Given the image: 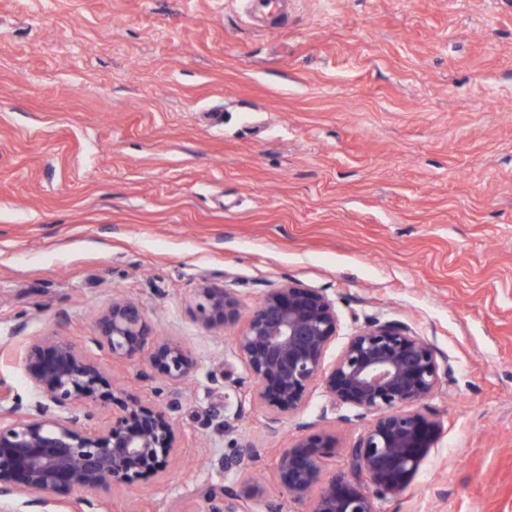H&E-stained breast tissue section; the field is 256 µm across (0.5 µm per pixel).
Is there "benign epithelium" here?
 Listing matches in <instances>:
<instances>
[{"label": "benign epithelium", "mask_w": 512, "mask_h": 512, "mask_svg": "<svg viewBox=\"0 0 512 512\" xmlns=\"http://www.w3.org/2000/svg\"><path fill=\"white\" fill-rule=\"evenodd\" d=\"M198 311L209 329H231L238 299L229 288L200 286ZM340 328L335 301L323 289L288 282L265 291L254 305L232 354L241 358L256 384L251 400L266 403L271 432L284 414L303 404L308 388L323 386L331 410L355 408L374 416L350 447L351 476L323 482L325 461L336 447L329 434H308L281 449L276 461L280 486L310 512H377L376 500L406 489L438 441L442 427L424 408L447 374V359L407 324L374 319L356 328L336 361L325 356ZM92 342L113 360L143 357L170 382L197 375L191 352L172 336H160L135 303L112 298L95 318ZM34 399L11 402L0 385V512H17V501L44 509L72 491H108L163 471L179 449L170 408L147 407L130 398L122 413L95 423L96 409L114 399L100 363L68 336L54 332L22 349ZM257 449L244 446L217 460V473L246 470ZM205 512H279L264 484L251 478L237 490L223 481L198 489Z\"/></svg>", "instance_id": "benign-epithelium-1"}]
</instances>
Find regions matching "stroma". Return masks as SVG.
<instances>
[{
    "label": "stroma",
    "mask_w": 512,
    "mask_h": 512,
    "mask_svg": "<svg viewBox=\"0 0 512 512\" xmlns=\"http://www.w3.org/2000/svg\"><path fill=\"white\" fill-rule=\"evenodd\" d=\"M206 281L235 292L239 332L267 289H326L329 365L373 318L424 336L450 365L426 401L443 432L378 508L512 512V0H294L273 28L240 0H0V382L29 405L23 342L87 346L115 296L198 362L175 384L104 361L182 436L104 512H203L209 457L252 444L272 485L318 431L325 480L350 475L370 419L321 387L277 433L260 403L225 421L207 373L254 384L199 319Z\"/></svg>",
    "instance_id": "obj_1"
}]
</instances>
